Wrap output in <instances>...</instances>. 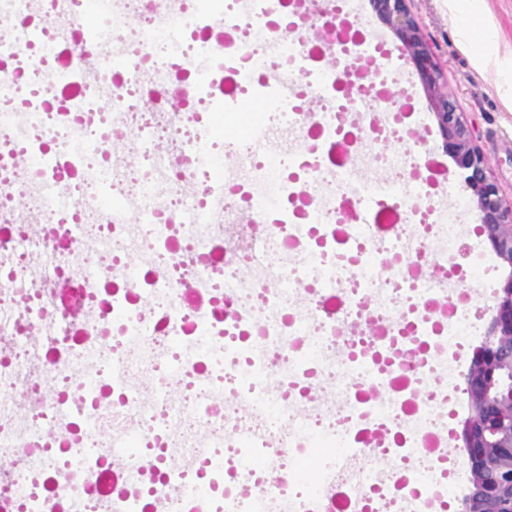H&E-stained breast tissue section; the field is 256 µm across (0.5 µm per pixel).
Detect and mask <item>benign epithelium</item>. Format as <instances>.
I'll use <instances>...</instances> for the list:
<instances>
[{
    "instance_id": "benign-epithelium-1",
    "label": "benign epithelium",
    "mask_w": 512,
    "mask_h": 512,
    "mask_svg": "<svg viewBox=\"0 0 512 512\" xmlns=\"http://www.w3.org/2000/svg\"><path fill=\"white\" fill-rule=\"evenodd\" d=\"M410 0H368L375 14L400 42L426 91L443 140L470 191L479 232L512 267V199L492 179L487 156L477 143L454 93L443 82L434 52ZM468 416L461 437L467 450L471 490L462 512H512V272L495 293L485 340L465 377Z\"/></svg>"
}]
</instances>
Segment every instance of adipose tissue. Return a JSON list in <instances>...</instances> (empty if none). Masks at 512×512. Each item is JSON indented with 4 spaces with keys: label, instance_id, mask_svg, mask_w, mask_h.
<instances>
[{
    "label": "adipose tissue",
    "instance_id": "obj_1",
    "mask_svg": "<svg viewBox=\"0 0 512 512\" xmlns=\"http://www.w3.org/2000/svg\"><path fill=\"white\" fill-rule=\"evenodd\" d=\"M485 0H448V16L463 50L471 51L478 72H494L503 108L512 112V45L504 43L494 23H487L481 41L473 39L474 17L483 14Z\"/></svg>",
    "mask_w": 512,
    "mask_h": 512
}]
</instances>
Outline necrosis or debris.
Instances as JSON below:
<instances>
[{"instance_id":"4bbe7bcc","label":"necrosis or debris","mask_w":512,"mask_h":512,"mask_svg":"<svg viewBox=\"0 0 512 512\" xmlns=\"http://www.w3.org/2000/svg\"><path fill=\"white\" fill-rule=\"evenodd\" d=\"M40 3L0 0V512H449L492 292L401 179L409 153L376 149L404 134L350 74L383 42L293 39L292 0H53L69 37ZM300 76L304 105L279 85ZM245 100L263 141L218 143ZM345 111L373 119L346 131ZM344 142L375 150L348 163ZM344 199L389 223L338 225Z\"/></svg>"}]
</instances>
